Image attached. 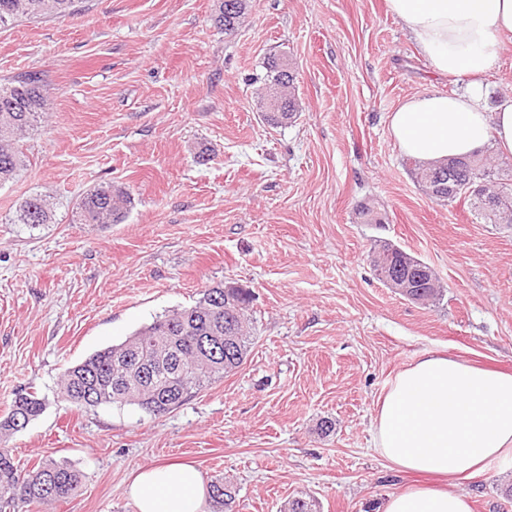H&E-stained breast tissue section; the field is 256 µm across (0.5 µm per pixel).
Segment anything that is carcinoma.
Instances as JSON below:
<instances>
[{"mask_svg":"<svg viewBox=\"0 0 512 512\" xmlns=\"http://www.w3.org/2000/svg\"><path fill=\"white\" fill-rule=\"evenodd\" d=\"M234 10H224L220 0L215 23L226 32L236 29L246 9V0H235ZM76 0H0V28L21 22L73 15ZM285 58L270 56L263 81L273 83L286 69ZM286 107H266L263 119L286 125L297 117L295 80L279 82ZM46 85L36 74L0 81V185L15 178L23 167L20 143L43 117ZM463 169L495 178L497 167L484 153L458 160ZM466 194L461 177H446L443 187L428 192L440 202L453 203ZM489 201L473 198V209L485 224H512V183L488 192ZM132 206L130 194L110 183L87 190L76 203L82 224H117ZM19 224H48L52 207L42 195L24 198L16 211ZM392 244H379L371 251L370 264L384 280L390 264L405 254ZM250 293L239 286L218 284L203 291L194 304L166 311L152 323L133 332L123 342L112 344L62 374L59 393L77 408L135 405L155 417L182 405L202 388L224 378L246 360L253 341L248 317ZM225 336L207 359L200 358L199 340ZM45 407L34 391L16 396L6 416L0 419V439L24 429ZM81 483V474L66 460L48 459L27 469L6 448H0V512H26L32 505H48L71 497ZM210 498L218 512H233L235 490L224 481L210 484Z\"/></svg>","mask_w":512,"mask_h":512,"instance_id":"carcinoma-1","label":"carcinoma"}]
</instances>
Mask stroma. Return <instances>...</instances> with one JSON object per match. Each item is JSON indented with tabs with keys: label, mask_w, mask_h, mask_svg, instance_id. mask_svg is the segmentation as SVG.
Listing matches in <instances>:
<instances>
[{
	"label": "stroma",
	"mask_w": 512,
	"mask_h": 512,
	"mask_svg": "<svg viewBox=\"0 0 512 512\" xmlns=\"http://www.w3.org/2000/svg\"><path fill=\"white\" fill-rule=\"evenodd\" d=\"M219 0H81L76 15L0 29V80L48 89L26 163L0 185V415L33 389L46 408L6 443L32 467L65 459L72 498L32 512H137L143 464L184 461L236 489V512H382L434 477L393 471L372 418L390 380L429 352L512 372V224L430 199L389 130L407 98L462 90L421 56L387 0H247L234 32ZM272 55L296 74L298 117L263 121L255 86ZM133 199L118 224H77L82 193ZM52 221L15 223L31 195ZM373 201L384 221L361 223ZM399 246L445 291L420 305L367 254ZM253 295L254 341L235 373L162 417L76 409L64 370L202 291ZM334 424L322 435L320 424ZM512 459L460 483L473 512H512Z\"/></svg>",
	"instance_id": "stroma-1"
}]
</instances>
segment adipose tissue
I'll return each instance as SVG.
<instances>
[{"mask_svg": "<svg viewBox=\"0 0 512 512\" xmlns=\"http://www.w3.org/2000/svg\"><path fill=\"white\" fill-rule=\"evenodd\" d=\"M418 51L463 91H431L402 102L389 128L406 157L432 163L488 148L512 155V97L490 99L486 77L504 39L512 0H387ZM374 442L394 468L446 477L412 486L383 512H472L457 490L491 463L512 457V374L429 353L389 382L373 418ZM137 512H204L206 487L190 463H149L126 487Z\"/></svg>", "mask_w": 512, "mask_h": 512, "instance_id": "1", "label": "adipose tissue"}]
</instances>
